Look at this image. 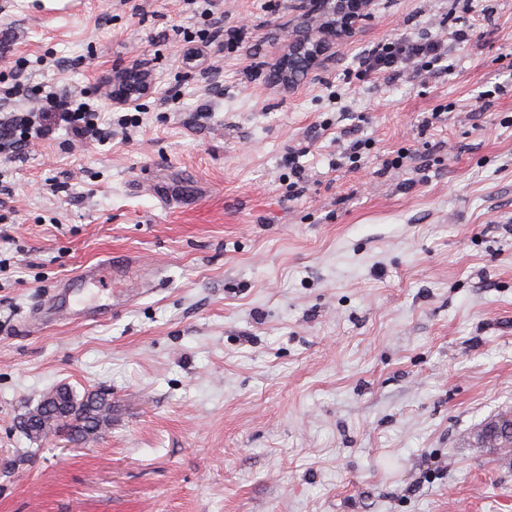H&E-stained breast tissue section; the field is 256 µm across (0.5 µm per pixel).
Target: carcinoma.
Wrapping results in <instances>:
<instances>
[{"label":"carcinoma","instance_id":"1","mask_svg":"<svg viewBox=\"0 0 512 512\" xmlns=\"http://www.w3.org/2000/svg\"><path fill=\"white\" fill-rule=\"evenodd\" d=\"M64 405L74 410L72 414L56 411L45 396L26 413L23 433L37 440L59 433L75 443H85L94 438L112 412V405L101 394H89L82 398L66 390L62 393Z\"/></svg>","mask_w":512,"mask_h":512}]
</instances>
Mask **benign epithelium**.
<instances>
[{
    "mask_svg": "<svg viewBox=\"0 0 512 512\" xmlns=\"http://www.w3.org/2000/svg\"><path fill=\"white\" fill-rule=\"evenodd\" d=\"M375 0H294L293 10L307 29L288 39V50L274 69L290 82L297 72L320 71L336 40L354 33L374 18ZM112 104L125 106L151 89L150 73L135 66L112 79Z\"/></svg>",
    "mask_w": 512,
    "mask_h": 512,
    "instance_id": "benign-epithelium-1",
    "label": "benign epithelium"
}]
</instances>
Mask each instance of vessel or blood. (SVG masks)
Instances as JSON below:
<instances>
[{
    "mask_svg": "<svg viewBox=\"0 0 512 512\" xmlns=\"http://www.w3.org/2000/svg\"><path fill=\"white\" fill-rule=\"evenodd\" d=\"M152 276L151 268L134 259L86 264L49 288L26 323L47 328L62 318L87 320L115 312L137 300Z\"/></svg>",
    "mask_w": 512,
    "mask_h": 512,
    "instance_id": "1",
    "label": "vessel or blood"
}]
</instances>
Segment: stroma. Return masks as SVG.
<instances>
[{
	"label": "stroma",
	"mask_w": 512,
	"mask_h": 512,
	"mask_svg": "<svg viewBox=\"0 0 512 512\" xmlns=\"http://www.w3.org/2000/svg\"><path fill=\"white\" fill-rule=\"evenodd\" d=\"M471 2L450 69L359 77L364 49L448 32L446 0H377L286 87L293 0H222L246 37L190 71L181 0H0V86L153 78L140 126L58 132L0 178V512H512L475 445L512 413V0ZM113 253L157 270L134 305L26 331ZM59 386L111 401L92 442L21 433Z\"/></svg>",
	"instance_id": "1"
}]
</instances>
